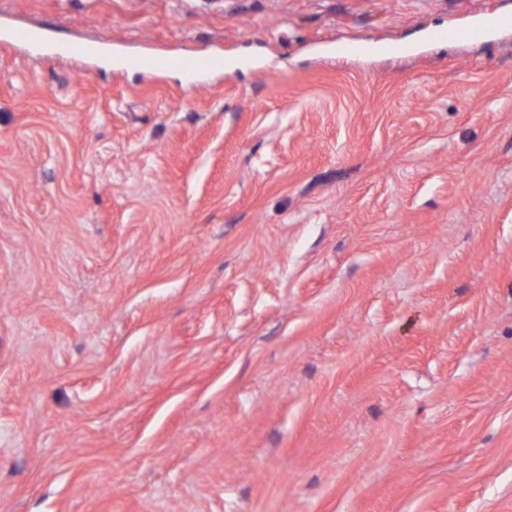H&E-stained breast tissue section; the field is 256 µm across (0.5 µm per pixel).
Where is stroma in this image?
<instances>
[{"instance_id": "35a3bbf8", "label": "stroma", "mask_w": 512, "mask_h": 512, "mask_svg": "<svg viewBox=\"0 0 512 512\" xmlns=\"http://www.w3.org/2000/svg\"><path fill=\"white\" fill-rule=\"evenodd\" d=\"M484 12L0 0L59 42L0 47V512H512V29L427 38ZM195 83L204 75L224 68V61L216 57H191L174 62Z\"/></svg>"}]
</instances>
